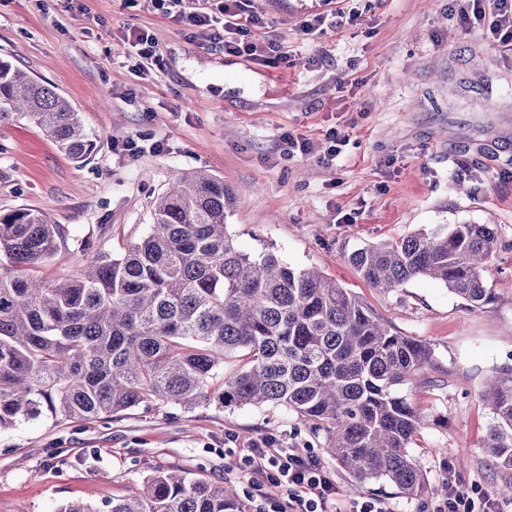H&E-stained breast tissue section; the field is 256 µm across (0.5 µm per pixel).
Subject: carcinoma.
Here are the masks:
<instances>
[{
	"label": "carcinoma",
	"mask_w": 512,
	"mask_h": 512,
	"mask_svg": "<svg viewBox=\"0 0 512 512\" xmlns=\"http://www.w3.org/2000/svg\"><path fill=\"white\" fill-rule=\"evenodd\" d=\"M36 125L68 156L87 159L94 141L56 89L0 59V125ZM224 179L179 178L152 205L141 242L121 255L77 251L73 278L30 275L65 242L43 212H0V430L43 414L117 420L140 407L185 412L271 405L324 438L362 488L393 485L421 498L428 479L411 445L428 415L404 386L431 362V349L397 334L348 289L273 252L254 258L228 232ZM498 236L491 224H439L354 251L350 261L374 288L394 291L426 277L472 309L494 302L483 273ZM239 369L224 374V361ZM482 396L491 417L486 456L512 470V364L496 369ZM57 512H246L229 482L157 468L140 493L98 507L78 501Z\"/></svg>",
	"instance_id": "carcinoma-1"
}]
</instances>
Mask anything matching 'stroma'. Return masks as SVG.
Segmentation results:
<instances>
[{
	"mask_svg": "<svg viewBox=\"0 0 512 512\" xmlns=\"http://www.w3.org/2000/svg\"><path fill=\"white\" fill-rule=\"evenodd\" d=\"M258 36L288 50L284 64L199 45L153 0H0V59L53 85L79 111L96 148L84 162L21 120L0 126V210L46 213L66 246L33 268L52 282L76 275L73 247L90 240L114 255L140 241L151 205L182 175L223 178L226 222L238 248L273 251L313 267L356 295L394 331L422 341L433 360L406 385L444 428L427 426L412 453L430 491L401 497L389 485L349 489L351 476L295 416L273 406L184 412L138 408L109 422L45 414L0 430V512H55L126 498L160 467L235 485L247 512H270L285 489L252 495L236 462L274 435L309 447L336 477L339 506L376 497L390 512H431L451 482L500 496L512 471L482 452L490 411L482 383L512 363V48L484 27L462 28L453 0H255ZM336 27L301 40L311 14ZM153 34L159 61L141 74L123 38ZM344 142L335 165L319 161L329 130ZM308 139L287 156L283 132ZM135 140L137 154L124 148ZM494 225L500 247L484 275L495 300L473 311L441 283L416 278L372 287L353 251L438 224Z\"/></svg>",
	"mask_w": 512,
	"mask_h": 512,
	"instance_id": "35a3bbf8",
	"label": "stroma"
}]
</instances>
